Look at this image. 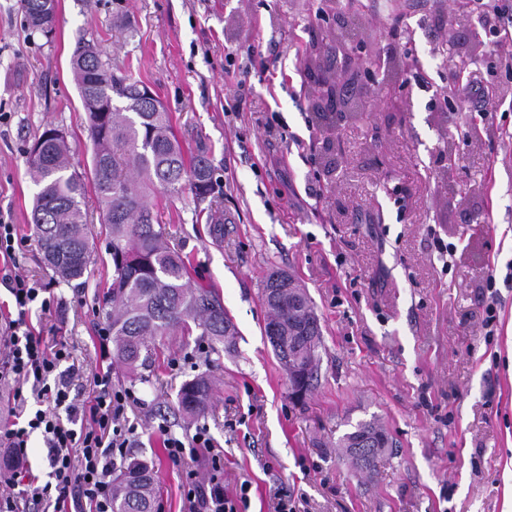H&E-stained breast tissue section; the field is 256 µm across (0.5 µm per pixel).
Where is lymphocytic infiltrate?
Returning a JSON list of instances; mask_svg holds the SVG:
<instances>
[{
  "mask_svg": "<svg viewBox=\"0 0 512 512\" xmlns=\"http://www.w3.org/2000/svg\"><path fill=\"white\" fill-rule=\"evenodd\" d=\"M16 311L8 324L9 336L1 346L5 360L0 363V379L12 380L14 399L26 405L24 388H31L41 404L23 422L0 429V447L14 455L26 452L32 433H40L47 449L52 483L39 484L25 472L9 478L7 493L0 497V512H30L34 503L53 501L56 512H112V475L122 465L137 428L127 410L136 397L128 389L112 383L109 330L98 336L102 366L94 374L92 397L81 401L72 397V382L61 366L69 358L64 343H48L35 334L28 322L40 286L20 274L0 275ZM163 446L169 460L183 468L185 512H241L247 503L249 485L241 483L237 497H229L219 474L224 469V451L218 448L209 430L197 428L189 437L163 430ZM206 460L212 470L201 478L194 464Z\"/></svg>",
  "mask_w": 512,
  "mask_h": 512,
  "instance_id": "obj_1",
  "label": "lymphocytic infiltrate"
}]
</instances>
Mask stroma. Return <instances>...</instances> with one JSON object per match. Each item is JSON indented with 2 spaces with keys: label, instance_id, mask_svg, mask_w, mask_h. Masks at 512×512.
Listing matches in <instances>:
<instances>
[{
  "label": "stroma",
  "instance_id": "35a3bbf8",
  "mask_svg": "<svg viewBox=\"0 0 512 512\" xmlns=\"http://www.w3.org/2000/svg\"><path fill=\"white\" fill-rule=\"evenodd\" d=\"M57 0L52 36L23 25L19 0H0V213L17 226L8 270L44 289L28 321L66 342L72 391L88 397L101 366L96 340L112 261L88 193L95 255L82 281L47 268L30 222L36 191L28 149L62 129L71 163L92 159L71 60L98 45L114 70L133 67L169 112L185 151L206 145L224 221L210 223L190 190L149 196L160 228L216 289L234 326L222 352L198 333H173L135 373L112 367L138 401L132 455L153 465L161 512H183L182 469L163 447L207 427L224 450V491L251 490L245 512H512V67L487 56L491 36L473 0ZM350 25L367 57L404 61L367 82L353 122L305 100V47L329 23ZM400 35H392V27ZM472 56L489 89L484 119L458 110L442 59ZM241 93L239 111H224ZM454 166H447V153ZM316 194H308L309 186ZM294 275L320 319L318 380L305 402L265 334L262 283ZM495 275L494 339L481 322ZM206 372L216 389L184 419L181 384ZM377 417L395 445L360 472L337 448Z\"/></svg>",
  "mask_w": 512,
  "mask_h": 512
}]
</instances>
